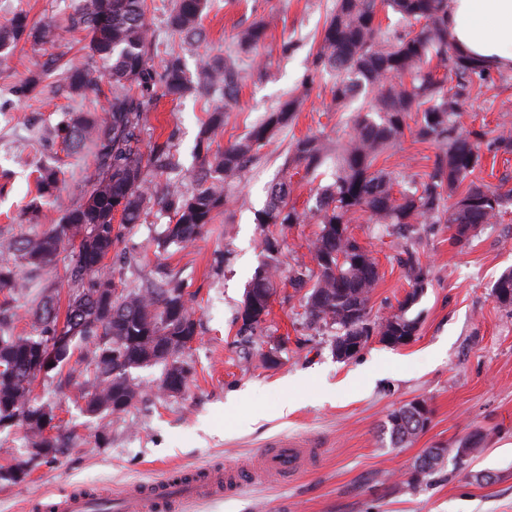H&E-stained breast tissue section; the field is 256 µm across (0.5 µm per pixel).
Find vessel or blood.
<instances>
[{
	"instance_id": "obj_1",
	"label": "vessel or blood",
	"mask_w": 512,
	"mask_h": 512,
	"mask_svg": "<svg viewBox=\"0 0 512 512\" xmlns=\"http://www.w3.org/2000/svg\"><path fill=\"white\" fill-rule=\"evenodd\" d=\"M309 454V449L283 443L266 450L263 467L270 475L288 477L304 465ZM243 484L241 476L232 468L222 472L203 470L189 477L170 472L150 488L137 492L134 498L115 499L113 509L114 512H130L137 503L143 512H174L176 506L186 501L217 497L236 491ZM44 509L45 512H93L94 503L86 492L76 489L47 500Z\"/></svg>"
}]
</instances>
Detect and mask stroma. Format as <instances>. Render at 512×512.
I'll return each mask as SVG.
<instances>
[{"label": "stroma", "mask_w": 512, "mask_h": 512, "mask_svg": "<svg viewBox=\"0 0 512 512\" xmlns=\"http://www.w3.org/2000/svg\"><path fill=\"white\" fill-rule=\"evenodd\" d=\"M74 5L75 0H0V23L20 10L32 21L56 23L54 42H22L0 58V102L8 104L0 114V239L42 232V225L25 215L35 195L37 166L51 163L62 171L55 196L43 202L55 217L80 200L94 172L91 148L69 152L51 131L65 113L104 112L111 98L108 81L86 99L72 98L56 69L43 72L29 98L9 100L11 88L43 71L49 57L70 65L89 60L88 38L66 23ZM171 5L172 0H147L149 57L156 67L169 47L181 44L164 23ZM333 6L334 0H213L203 18L205 39L186 54L192 73L234 50L240 26L269 16L277 20L265 43L245 58L238 101L227 112L214 148L244 135L302 87H309V96L293 123L261 148L229 188L228 204L191 247L158 251L155 232L168 221L160 214L149 215L115 247L139 254L136 265L120 270L126 287L174 280L192 295L199 334L180 355L191 370L185 392L156 395L162 366L130 369L142 397L126 413L111 417L106 442L95 444L101 422L83 412L76 389L92 368L84 349H76L61 373L35 383L38 399L53 407L70 434L66 451L54 462L35 463L23 482L0 481V512H35L40 499L73 488L118 497L167 472L208 466L248 468L254 477L237 494L190 502L180 512H512V307H502L490 292L493 281L512 266V205L500 223L485 226L465 245L455 243L444 224L386 229L364 217L355 222V236L379 268L372 318L398 312L410 289L402 250L413 252L430 270L428 286L409 311L418 318L419 331L406 345L391 347L373 336L351 359H337L330 329L310 323L285 284L262 333H238L245 289L264 260L256 213L265 205L269 184L291 177L292 203L311 208L316 187L330 183V174L296 172L286 159L298 139L320 134L333 144L348 132L347 113L331 103L332 77L312 65L314 39ZM219 101L213 94L161 100L143 133L148 143L174 140L182 167L169 179L183 189L193 186L188 171L196 163L197 135ZM406 124L407 133L377 161L401 190L428 171L437 152L435 145L415 141L414 118ZM503 125L512 127L511 70L477 83L461 119L463 129L492 134ZM318 231L312 222L284 230L281 270L310 263L309 246ZM68 260L61 254L56 266L37 273L20 268L25 288L15 295L18 333L32 334L29 314L43 294L67 304ZM270 353L276 366L260 361ZM417 399L432 410L427 429L412 443L391 447L382 433L388 414ZM286 403L291 409L285 413ZM476 429L484 432L485 442L468 470L449 465L415 490L404 487L425 449L458 447ZM283 440L312 451L304 471L287 481L264 474L260 464L264 450ZM479 473L492 474V481H476Z\"/></svg>", "instance_id": "stroma-1"}]
</instances>
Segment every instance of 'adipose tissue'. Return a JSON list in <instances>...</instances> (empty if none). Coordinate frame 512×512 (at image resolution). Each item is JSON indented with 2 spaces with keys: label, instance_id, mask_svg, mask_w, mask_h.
Listing matches in <instances>:
<instances>
[{
  "label": "adipose tissue",
  "instance_id": "adipose-tissue-1",
  "mask_svg": "<svg viewBox=\"0 0 512 512\" xmlns=\"http://www.w3.org/2000/svg\"><path fill=\"white\" fill-rule=\"evenodd\" d=\"M448 35L485 69L512 70V0H449Z\"/></svg>",
  "mask_w": 512,
  "mask_h": 512
}]
</instances>
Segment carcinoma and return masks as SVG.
<instances>
[{
    "label": "carcinoma",
    "mask_w": 512,
    "mask_h": 512,
    "mask_svg": "<svg viewBox=\"0 0 512 512\" xmlns=\"http://www.w3.org/2000/svg\"><path fill=\"white\" fill-rule=\"evenodd\" d=\"M211 0H174L166 18L171 32L192 43L202 38V26ZM393 13L419 28L392 34L382 28L380 12ZM72 28L87 32L94 64L71 66L63 77L69 93L82 96L105 78L112 84V100L106 112H71L54 128L55 138L76 152L86 142L94 146L96 177L80 201L65 210L41 233L0 241V290L20 286L18 271L45 269L55 265L58 255L70 248L66 276L70 295L65 315L50 295L44 296L30 320L37 337L14 333L17 313L9 301L0 305V421L24 430L28 447L44 446L63 452L65 429L59 424L44 428L33 416L56 419L53 408L37 401L33 386L39 375L38 355L58 331L74 336L53 369L68 364L82 343L92 345L94 378L81 389L87 414L96 417L120 415L140 396L129 370L165 365L158 390L176 396L186 386L189 369L179 362L186 348L185 336L197 333L191 312V294L172 280L147 288L118 289L114 277L100 273L104 260L122 232L143 223L149 204L171 216L156 239L157 248H185L193 244L213 223L227 199L224 185L238 179L259 150L292 124L303 96H292L266 113L244 135L211 152L210 146L224 129L226 106L238 96L243 79L244 56L265 40L273 19H260L236 35L237 49L202 66L197 80L189 77L183 52L171 49L163 65L149 64L150 30L146 0H77L69 16ZM55 25L35 23L23 10L0 23V55L11 53L20 41L34 45L53 40ZM318 72H334L332 101L336 111H346L361 93L370 95L367 105L350 118V132L336 144L333 182L319 187L315 208L306 212L288 205L292 184L281 178L267 189L264 208L257 223L286 227L315 221L319 232L311 243L314 267L298 264L288 271V283L300 295L306 318L332 329V350H340L347 337L379 327L394 335L395 328H418V320L406 312L418 302L415 291L424 290L429 270L412 257L405 259L411 282L410 298L399 312L371 319V299L379 281L377 264L354 236L351 228L362 215L373 224L408 226L446 224L458 244L468 243L487 224L500 218L512 202V189L490 188L480 182H465L481 167L484 154L512 151V131L502 126L496 136L487 132H457L463 107L474 83L489 74L460 55L448 38V0H336L323 26L313 56ZM444 70L443 76L437 70ZM41 77L31 73L14 88L18 99L29 97ZM220 93L224 105L208 112L199 132V163L193 171L195 187L184 191L177 184L163 187L154 182L179 167L170 142L144 144L142 134L151 112L163 98L180 100L194 93ZM421 114L413 129L415 139L437 145L430 171L410 189L395 196L391 173L377 167L378 157L401 137L406 118ZM329 147L318 136L304 137L294 144L289 164L314 175L325 163ZM36 189L49 198L57 186L60 170L43 164L36 169ZM120 224H114L115 214ZM265 260L255 271L244 297L254 299L257 310L269 315L279 277L280 236L272 231L261 241ZM512 296V267L494 280L491 295ZM390 443L401 447L424 431L414 415L403 425L385 422ZM485 436L480 431L467 438L468 455H431L422 479L410 477L412 490L454 461L458 470L470 467L481 451ZM30 461L0 466V480L20 482L30 472Z\"/></svg>",
    "instance_id": "carcinoma-1"
}]
</instances>
